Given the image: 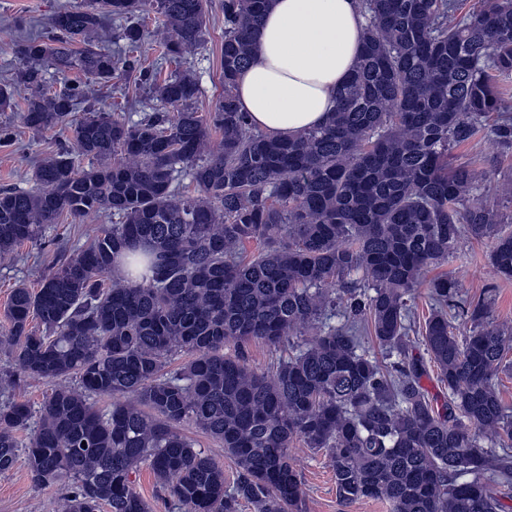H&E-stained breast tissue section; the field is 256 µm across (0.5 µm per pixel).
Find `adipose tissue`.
Instances as JSON below:
<instances>
[{
  "label": "adipose tissue",
  "instance_id": "obj_1",
  "mask_svg": "<svg viewBox=\"0 0 512 512\" xmlns=\"http://www.w3.org/2000/svg\"><path fill=\"white\" fill-rule=\"evenodd\" d=\"M364 27L355 0H269L235 81L240 111L271 136L324 125L360 58Z\"/></svg>",
  "mask_w": 512,
  "mask_h": 512
}]
</instances>
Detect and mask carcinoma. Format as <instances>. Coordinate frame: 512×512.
Listing matches in <instances>:
<instances>
[{
  "label": "carcinoma",
  "mask_w": 512,
  "mask_h": 512,
  "mask_svg": "<svg viewBox=\"0 0 512 512\" xmlns=\"http://www.w3.org/2000/svg\"><path fill=\"white\" fill-rule=\"evenodd\" d=\"M267 2L222 0L224 93L206 116L192 76L162 79L130 53L150 6L171 27L163 53L180 66L205 43L208 0H89L50 19L49 41L16 45V82L30 91L24 125L68 128L73 145L38 164L34 188L0 189V254L64 214L110 211L118 223L61 255L38 290L12 291L6 386L73 376L77 387L52 390L36 420L24 401L0 406V471L24 458L33 486L62 490L59 512H151L132 480L142 464L186 512H238L242 502L297 512L303 483L289 448L298 439L328 455L343 504L506 512L512 415L495 385L512 368V338L479 300L461 306L472 330L458 341L446 308L459 283L431 279L436 310L420 333L448 386L439 410L408 336L415 289L461 239H495L492 265L512 277V232L483 178L452 162L482 127L512 147L502 111L512 0L467 13L460 0H358L363 50L337 109L292 137L250 127L234 96ZM108 18L119 22L122 58L101 44ZM47 64L86 82L49 94ZM121 73L160 107L135 122L89 107L76 116L88 86ZM186 178L200 194L183 190ZM364 334L382 358L363 350ZM253 339L280 350L267 374L241 351L224 354ZM179 355L189 360L172 366ZM94 396L112 405L98 408ZM186 424L224 444L232 484ZM26 430L21 444L15 432Z\"/></svg>",
  "instance_id": "1"
}]
</instances>
